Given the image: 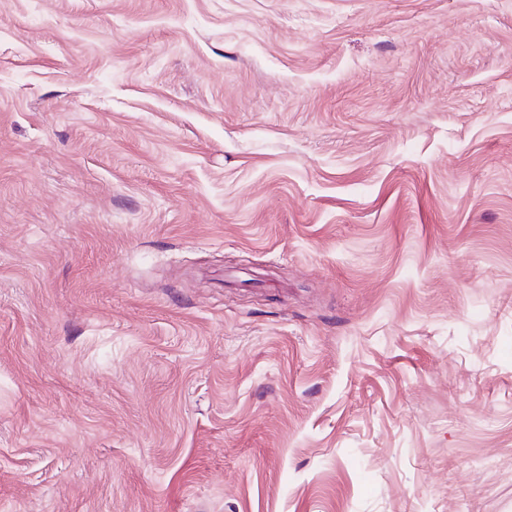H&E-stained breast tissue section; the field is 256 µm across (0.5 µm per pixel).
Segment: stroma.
I'll return each instance as SVG.
<instances>
[{
    "label": "stroma",
    "mask_w": 512,
    "mask_h": 512,
    "mask_svg": "<svg viewBox=\"0 0 512 512\" xmlns=\"http://www.w3.org/2000/svg\"><path fill=\"white\" fill-rule=\"evenodd\" d=\"M0 512H512V0H0Z\"/></svg>",
    "instance_id": "stroma-1"
}]
</instances>
